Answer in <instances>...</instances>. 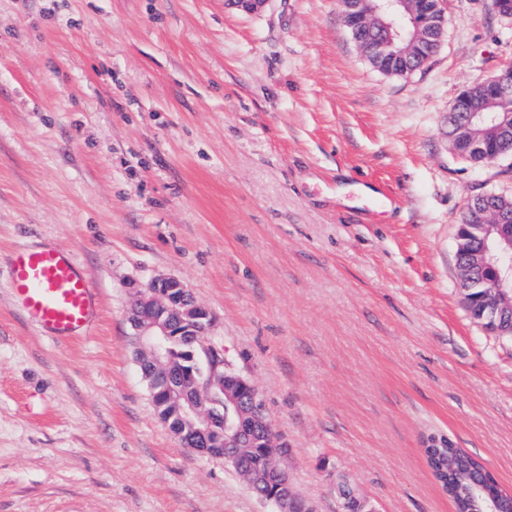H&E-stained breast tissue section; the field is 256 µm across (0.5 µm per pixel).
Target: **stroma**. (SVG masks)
Instances as JSON below:
<instances>
[{
    "mask_svg": "<svg viewBox=\"0 0 512 512\" xmlns=\"http://www.w3.org/2000/svg\"><path fill=\"white\" fill-rule=\"evenodd\" d=\"M386 75L338 0H0V512H273L182 447L134 356V285L183 280L259 390L296 492L343 512H454L449 436L512 490V342L467 312L457 229L512 163L457 157L448 113L512 67L492 0ZM52 242L100 296L91 335L14 306L6 257Z\"/></svg>",
    "mask_w": 512,
    "mask_h": 512,
    "instance_id": "1",
    "label": "stroma"
}]
</instances>
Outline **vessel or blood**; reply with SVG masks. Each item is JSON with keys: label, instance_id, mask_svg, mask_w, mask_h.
Wrapping results in <instances>:
<instances>
[{"label": "vessel or blood", "instance_id": "obj_1", "mask_svg": "<svg viewBox=\"0 0 512 512\" xmlns=\"http://www.w3.org/2000/svg\"><path fill=\"white\" fill-rule=\"evenodd\" d=\"M8 275L15 304L41 335L64 338L90 329L100 309L97 289L64 248L18 246Z\"/></svg>", "mask_w": 512, "mask_h": 512}]
</instances>
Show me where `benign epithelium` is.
<instances>
[{"instance_id":"obj_1","label":"benign epithelium","mask_w":512,"mask_h":512,"mask_svg":"<svg viewBox=\"0 0 512 512\" xmlns=\"http://www.w3.org/2000/svg\"><path fill=\"white\" fill-rule=\"evenodd\" d=\"M269 2L225 0L227 6L247 14L263 12ZM403 4L405 0H339L346 27L357 28L373 15L378 27L388 31L395 28L397 6ZM408 14L413 32H422L429 47L440 46L447 27L444 9L423 14L416 7ZM481 86L488 88L491 105H502L512 98V70L482 81ZM475 117L476 113L466 112L459 118L453 152L463 151L484 162L488 143L466 136ZM485 132L496 140L507 134L500 113H490ZM474 228L480 246L471 250L461 237L458 253L465 254L468 268L488 269L491 274L473 285L464 279L460 288L464 292L472 286L482 289L483 317L501 326L499 332L512 334V224L501 217L493 223L476 222ZM130 321L141 352L137 364L143 378L150 381L151 398L178 404L181 426L172 433L182 439L187 431L194 432L197 454L237 466L252 492L275 512H315L314 506L295 492L284 462L288 443L273 433L258 389L229 364L223 348L203 339L211 330L213 316L187 285L175 276L161 275L138 286ZM181 336L199 337V350L189 352L178 365L170 350ZM259 450L264 463L255 469L249 459Z\"/></svg>"}]
</instances>
